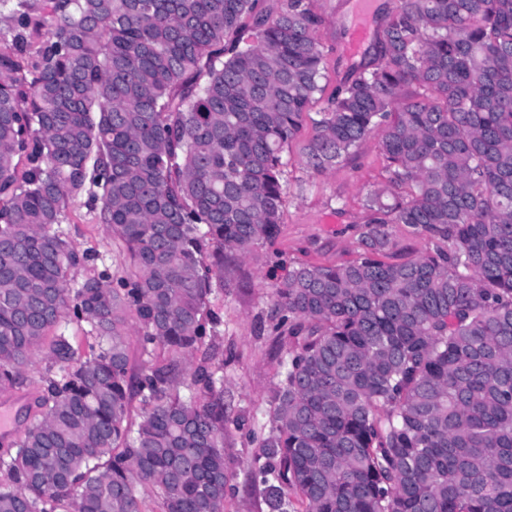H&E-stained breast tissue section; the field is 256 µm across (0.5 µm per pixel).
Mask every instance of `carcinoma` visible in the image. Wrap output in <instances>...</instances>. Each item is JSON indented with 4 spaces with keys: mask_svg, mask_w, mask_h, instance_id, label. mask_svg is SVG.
Here are the masks:
<instances>
[{
    "mask_svg": "<svg viewBox=\"0 0 512 512\" xmlns=\"http://www.w3.org/2000/svg\"><path fill=\"white\" fill-rule=\"evenodd\" d=\"M0 0V392L49 362L0 452V512H224L221 317L280 234L322 91L313 0ZM313 120L323 174L382 132L358 257L270 295L288 340L251 476L270 512H512V0H392ZM421 92L402 97L408 87ZM87 206L122 273L62 227ZM404 224L427 252L383 260ZM134 319L142 354L132 370ZM86 325L84 355L50 332ZM140 413L132 417L133 402Z\"/></svg>",
    "mask_w": 512,
    "mask_h": 512,
    "instance_id": "1",
    "label": "carcinoma"
}]
</instances>
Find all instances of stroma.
I'll use <instances>...</instances> for the list:
<instances>
[{"label":"stroma","instance_id":"35a3bbf8","mask_svg":"<svg viewBox=\"0 0 512 512\" xmlns=\"http://www.w3.org/2000/svg\"><path fill=\"white\" fill-rule=\"evenodd\" d=\"M313 7L323 19L317 37L325 54L320 84L326 89L311 107L316 113L327 107L328 92L344 76L345 67L337 62L342 46L336 33L350 25L352 5L350 0H314ZM312 134V125L304 124L284 155L280 236L274 243L255 246L239 260L224 291L210 298L212 309L224 320L219 349L234 356L224 367V404L232 419L228 426L230 446L224 455L233 475L225 512H268L263 487L252 481L249 464L257 451L252 434L269 428L276 356L288 349L287 342L272 334L267 319L275 277L284 264L330 265L355 259L367 217L364 197L388 178L379 135H371L331 170L318 174L302 161L303 147ZM64 227L74 245L99 252L113 271L126 266L128 258L122 245L96 223L84 198L71 202Z\"/></svg>","mask_w":512,"mask_h":512}]
</instances>
